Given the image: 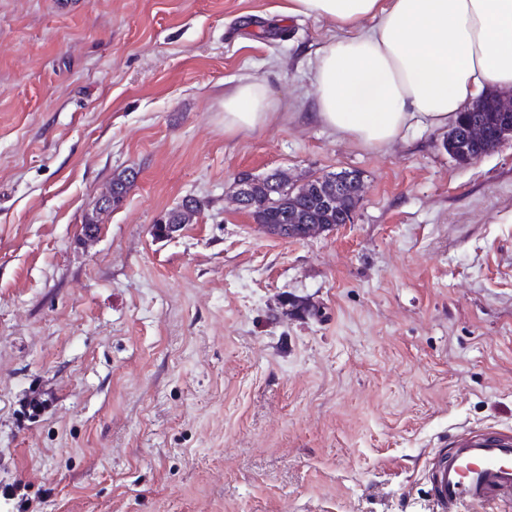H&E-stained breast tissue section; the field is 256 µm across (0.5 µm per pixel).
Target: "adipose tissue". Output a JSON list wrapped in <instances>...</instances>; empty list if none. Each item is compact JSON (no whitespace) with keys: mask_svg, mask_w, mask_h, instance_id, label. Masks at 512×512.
Returning a JSON list of instances; mask_svg holds the SVG:
<instances>
[{"mask_svg":"<svg viewBox=\"0 0 512 512\" xmlns=\"http://www.w3.org/2000/svg\"><path fill=\"white\" fill-rule=\"evenodd\" d=\"M286 12L342 31L315 60V118L363 146L446 127L512 88V0H288ZM282 109L262 82H243L224 99V130L264 126Z\"/></svg>","mask_w":512,"mask_h":512,"instance_id":"1","label":"adipose tissue"}]
</instances>
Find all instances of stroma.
<instances>
[{"label":"stroma","mask_w":512,"mask_h":512,"mask_svg":"<svg viewBox=\"0 0 512 512\" xmlns=\"http://www.w3.org/2000/svg\"><path fill=\"white\" fill-rule=\"evenodd\" d=\"M286 3L0 0V512H439L429 459L512 434V140L460 163L444 128H325L339 31ZM250 79L287 110L225 133ZM276 170L365 193L280 239L230 199ZM137 173L132 169L123 170L117 174H115L112 177V181L109 184V187L106 189L105 192H103L97 201V206L100 203V205L97 207L99 211H106L109 210L108 207H104L101 204V201L104 202L112 200V202H106L105 206L113 205L117 206L120 202L114 201L112 197H121L124 198L129 190V188L132 186L136 179ZM198 210V202L194 199H189L181 205V207L170 211L164 220L153 226L154 235L157 237H163V235L156 231L158 225L169 224L166 227L169 235L172 237L179 231V225L174 224H190L193 221L194 215Z\"/></svg>","instance_id":"stroma-1"}]
</instances>
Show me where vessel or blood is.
I'll return each instance as SVG.
<instances>
[{"mask_svg": "<svg viewBox=\"0 0 512 512\" xmlns=\"http://www.w3.org/2000/svg\"><path fill=\"white\" fill-rule=\"evenodd\" d=\"M426 476L441 512L463 504L512 503V438L462 440L448 456L431 458Z\"/></svg>", "mask_w": 512, "mask_h": 512, "instance_id": "vessel-or-blood-1", "label": "vessel or blood"}]
</instances>
